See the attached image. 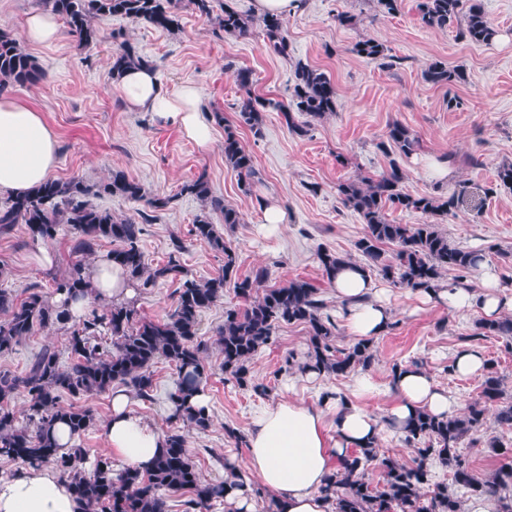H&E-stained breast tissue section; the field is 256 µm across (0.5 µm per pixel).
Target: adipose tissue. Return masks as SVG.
I'll list each match as a JSON object with an SVG mask.
<instances>
[{"mask_svg": "<svg viewBox=\"0 0 512 512\" xmlns=\"http://www.w3.org/2000/svg\"><path fill=\"white\" fill-rule=\"evenodd\" d=\"M120 90L129 110L152 113L156 121L176 127L200 149L212 144L211 127L202 116L194 86L168 89L150 66L125 72ZM57 139L42 114L24 101L0 97V191L22 195L45 181L57 164ZM480 289L466 283L443 284L427 291L428 299L458 310L481 308L485 316L512 310V285L503 283L496 270L480 264ZM91 280L93 297L72 300V312H82L91 298L122 300L132 288L120 267L96 263ZM337 298L346 306V326L356 338L384 334L391 311L374 288L370 275L350 265L332 281ZM356 400L326 396L321 404L284 398L255 416L246 436L247 469L272 494L278 512H328L320 490L350 448L377 440L380 434L402 427L417 411L446 417L458 401L440 390L423 369L403 367L391 373L387 385L372 376L356 378ZM386 393L392 400L384 417H376L358 404L361 396ZM334 410L333 427H326L325 410ZM101 433L108 457L124 466L149 469L160 454L165 436L146 416L134 413L129 396L112 395L111 411ZM0 512H79L66 483L50 469L29 466L12 476L0 477Z\"/></svg>", "mask_w": 512, "mask_h": 512, "instance_id": "ef3b65f1", "label": "adipose tissue"}]
</instances>
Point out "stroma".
Segmentation results:
<instances>
[{
    "label": "stroma",
    "mask_w": 512,
    "mask_h": 512,
    "mask_svg": "<svg viewBox=\"0 0 512 512\" xmlns=\"http://www.w3.org/2000/svg\"><path fill=\"white\" fill-rule=\"evenodd\" d=\"M417 3L401 0L399 12L389 15L378 0H307L302 11L285 19L288 53L282 56L268 49L260 25H252L247 35H230L186 6L180 9L174 30L115 17L103 22L102 37L92 45H79L66 29L54 43L34 45L23 40V27L27 14L41 9V0H0V29L20 38L22 50L35 57L43 71L39 82L8 84L0 93L23 99L42 113L54 131L58 162L52 179L78 177L95 183L119 169L140 181L149 196L168 198L167 207L156 211L140 237L150 265L166 262L171 242L178 237L186 245L182 262L189 274L205 279L222 268L223 254L189 234L203 210L201 201L180 191L185 182L206 176L213 195L243 215V223L228 234L240 275L264 268L276 285L294 278L313 283L338 327L336 344L345 347L354 338L323 274L318 252L325 248L353 253L364 225L352 209L343 206L336 185L386 170L388 159L379 144L392 123L407 126L420 140L419 149L400 161L404 190L413 195H449L466 187L468 199L448 215L441 229L456 244L484 251L487 263L512 281V266L496 254L500 248L512 249V191L493 187L498 165L512 161V0H481L496 35L480 45L462 41L453 27H423ZM341 13L353 15L355 24H339ZM366 38L388 48L392 65L352 53V45ZM124 41L153 64L169 89L195 85L212 126L208 151H200L175 127L155 123L150 113L128 111L119 83L112 77V54ZM436 60L461 69L464 81L449 86L427 83L423 72ZM300 61L322 69L335 82V113L314 121L309 135L300 138L289 133L276 109L270 108L264 114L261 136H254L239 122L246 92L235 83L234 71L251 70L254 94L285 102L294 66ZM452 98L460 100V107H449ZM228 124L236 126L242 143L255 157L261 179L251 187H244L224 163ZM431 158L448 160L452 177L429 176L425 164ZM266 198L282 206L287 223L270 229L259 224V205ZM73 239L67 226L47 243L32 240L23 224L0 233V289L20 299L34 287L50 291L52 276L65 274L69 267ZM43 248L56 255L51 267L35 260ZM385 289L393 319L384 335L373 339L376 359L371 375L382 382L393 367L416 363L460 404L475 398L480 375L451 376L445 367L464 337L472 333L481 312L428 303L414 291L390 283ZM239 304L233 289H225L223 300L206 310L199 323L200 336L210 343L204 356V394L212 424L208 430L189 432L188 449L210 482L222 481L234 470L246 473L241 437L262 409L288 397L318 403L327 393H352V376L310 378L298 369H286L287 357L301 361L308 352V333L295 325L276 326L271 343L252 362V379L264 384L266 393L226 380L223 357L213 341L224 323L225 309ZM45 349L56 351L60 363H68L65 336L52 327L1 354L0 372L24 374ZM152 371V400L134 396L130 407L162 432L181 429L169 400L177 379L173 366L161 359ZM492 437L512 448V429L500 428L492 419L486 431L467 437L462 444L463 456L481 478L502 462L487 446Z\"/></svg>",
    "instance_id": "obj_1"
}]
</instances>
